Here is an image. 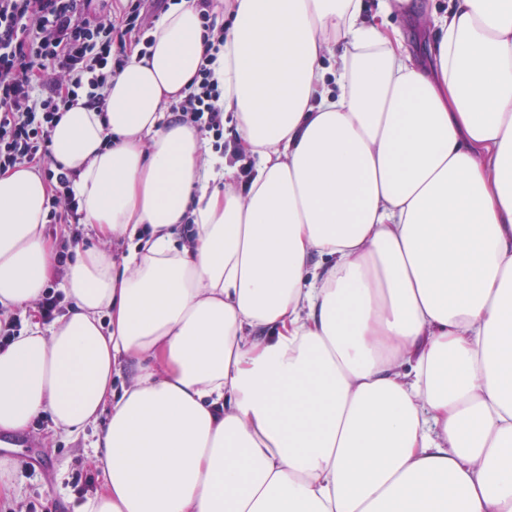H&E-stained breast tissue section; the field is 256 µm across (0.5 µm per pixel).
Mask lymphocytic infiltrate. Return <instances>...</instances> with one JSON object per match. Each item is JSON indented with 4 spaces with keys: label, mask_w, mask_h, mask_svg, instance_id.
<instances>
[{
    "label": "lymphocytic infiltrate",
    "mask_w": 512,
    "mask_h": 512,
    "mask_svg": "<svg viewBox=\"0 0 512 512\" xmlns=\"http://www.w3.org/2000/svg\"><path fill=\"white\" fill-rule=\"evenodd\" d=\"M171 0H0V172L42 169L49 184L48 223L81 220L73 190L77 174L57 163L51 132L61 112L79 97L96 100L108 77L125 65L118 46L144 37L150 19ZM206 53L184 98L173 105L179 121L210 135L224 149V88L211 68L224 47V27L211 0H197Z\"/></svg>",
    "instance_id": "1"
}]
</instances>
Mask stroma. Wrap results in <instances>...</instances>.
Here are the masks:
<instances>
[{
	"mask_svg": "<svg viewBox=\"0 0 512 512\" xmlns=\"http://www.w3.org/2000/svg\"><path fill=\"white\" fill-rule=\"evenodd\" d=\"M96 425L72 435L54 429L49 417L26 431L0 436V456L14 464L12 496L0 498V512H76L103 481L90 444Z\"/></svg>",
	"mask_w": 512,
	"mask_h": 512,
	"instance_id": "1",
	"label": "stroma"
}]
</instances>
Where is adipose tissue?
<instances>
[{"instance_id": "1", "label": "adipose tissue", "mask_w": 512, "mask_h": 512, "mask_svg": "<svg viewBox=\"0 0 512 512\" xmlns=\"http://www.w3.org/2000/svg\"><path fill=\"white\" fill-rule=\"evenodd\" d=\"M421 9L212 0L242 186L170 114L195 0L127 47L104 112H63L53 156L105 246L0 346V431L100 424L78 512H512V0H451L425 62L392 24ZM45 202L0 174L1 311L54 276Z\"/></svg>"}]
</instances>
